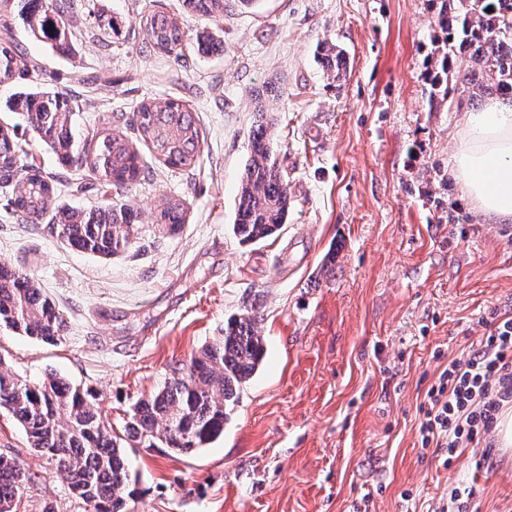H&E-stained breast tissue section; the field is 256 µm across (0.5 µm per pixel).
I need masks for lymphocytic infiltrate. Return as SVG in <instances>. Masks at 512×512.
Wrapping results in <instances>:
<instances>
[{
    "label": "lymphocytic infiltrate",
    "mask_w": 512,
    "mask_h": 512,
    "mask_svg": "<svg viewBox=\"0 0 512 512\" xmlns=\"http://www.w3.org/2000/svg\"><path fill=\"white\" fill-rule=\"evenodd\" d=\"M512 403V315L501 316L479 348L451 359L420 406L422 448L447 449L449 457L477 443L499 411Z\"/></svg>",
    "instance_id": "obj_1"
}]
</instances>
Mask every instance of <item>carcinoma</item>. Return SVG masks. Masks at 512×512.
Here are the masks:
<instances>
[{
	"instance_id": "cac0c4a2",
	"label": "carcinoma",
	"mask_w": 512,
	"mask_h": 512,
	"mask_svg": "<svg viewBox=\"0 0 512 512\" xmlns=\"http://www.w3.org/2000/svg\"><path fill=\"white\" fill-rule=\"evenodd\" d=\"M444 32L441 44L427 55L425 79L430 85L429 111L448 104L449 73L458 61L456 81L472 97L499 95L512 99V0H429ZM14 0H0V82L30 72L21 41L10 23ZM202 21L224 17V0H183ZM71 0H27L21 10L26 33L51 47L69 45ZM146 47L172 51L188 42L181 18L154 11L142 19ZM325 60L344 77L345 51L325 45ZM10 111L67 165L91 171L105 187L133 185L149 176L135 143L148 147L166 168L192 169L200 158L201 131L188 104L180 99L140 100L133 110L136 141L120 134L79 144L72 136L74 104L67 92L27 84L13 94ZM250 143L241 175L233 230L242 243L274 236L288 216L290 197L283 187L271 124L264 113ZM15 131L0 126V181H16L10 198L15 214L39 224L58 197L61 179L34 169L15 179L19 166ZM53 229L71 247L110 258L132 245L134 228L125 210L112 200L96 209L56 206ZM157 223L169 229L184 223V208L167 202ZM260 315L245 309L224 323L190 360L172 369L162 388L132 405L125 424L126 440L153 447L161 443L177 454H190L224 434V424L239 400L243 383L265 356ZM0 324L47 344L64 339L66 315L41 291L29 273L0 263ZM24 430L28 443L52 472L65 480L83 512H128L132 491L121 437L98 394L48 374L29 381L0 360V410ZM36 476L13 457L0 455V512H17Z\"/></svg>"
}]
</instances>
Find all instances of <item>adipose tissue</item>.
Returning a JSON list of instances; mask_svg holds the SVG:
<instances>
[{"mask_svg":"<svg viewBox=\"0 0 512 512\" xmlns=\"http://www.w3.org/2000/svg\"><path fill=\"white\" fill-rule=\"evenodd\" d=\"M450 169L484 217L512 223V108L492 101L459 120L458 144Z\"/></svg>","mask_w":512,"mask_h":512,"instance_id":"adipose-tissue-1","label":"adipose tissue"}]
</instances>
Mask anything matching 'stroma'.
Wrapping results in <instances>:
<instances>
[{"label": "stroma", "instance_id": "1", "mask_svg": "<svg viewBox=\"0 0 512 512\" xmlns=\"http://www.w3.org/2000/svg\"><path fill=\"white\" fill-rule=\"evenodd\" d=\"M182 12V0H73L76 37L54 50L24 38L33 81L73 93L78 138L134 137L142 98L177 97L201 128V157L110 193L90 172L67 171L22 123L0 85V125L16 128L24 162L68 173L57 204L123 205L132 246L100 258L68 246L47 224H26L0 188V263L35 277L68 319L49 345L0 327V358L18 375L53 373L96 390L114 430L227 318L255 306L266 356L244 383L224 434L190 455L128 449L130 512H440L455 484L473 512H512V447L496 432L446 461L421 449L420 405L440 371L512 315V224L482 220L451 180L456 122L471 110L455 91L428 109L424 64L441 33L428 0H224L219 51L189 43L143 48V15ZM117 15L119 35L99 26ZM347 52L336 81L321 48ZM293 202L272 238L232 231L240 176L259 115ZM185 222L160 230L167 199ZM0 454L38 483L23 502L80 512L66 482L0 410Z\"/></svg>", "mask_w": 512, "mask_h": 512}]
</instances>
